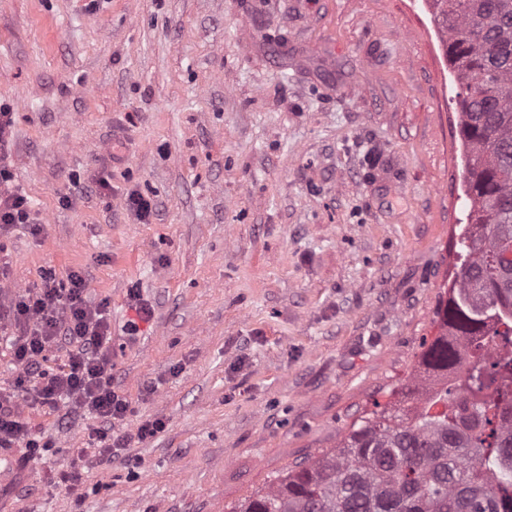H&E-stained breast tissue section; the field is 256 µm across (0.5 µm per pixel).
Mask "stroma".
Masks as SVG:
<instances>
[{
    "mask_svg": "<svg viewBox=\"0 0 512 512\" xmlns=\"http://www.w3.org/2000/svg\"><path fill=\"white\" fill-rule=\"evenodd\" d=\"M455 93L426 0H0L39 221L0 233V305L81 273L122 346L115 433L165 423L90 464L77 505L48 476L90 418L24 406L56 454L23 512H228L387 402L454 278Z\"/></svg>",
    "mask_w": 512,
    "mask_h": 512,
    "instance_id": "1",
    "label": "stroma"
}]
</instances>
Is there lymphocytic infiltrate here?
I'll return each mask as SVG.
<instances>
[{
    "label": "lymphocytic infiltrate",
    "mask_w": 512,
    "mask_h": 512,
    "mask_svg": "<svg viewBox=\"0 0 512 512\" xmlns=\"http://www.w3.org/2000/svg\"><path fill=\"white\" fill-rule=\"evenodd\" d=\"M13 126L10 106L1 104L0 224L4 226L35 221L29 198L13 184L9 161ZM12 312L16 331L1 334L0 344L10 350L18 375L14 397L0 398V447L21 444L33 457L53 448L52 441L37 437L22 418L16 398L52 410L66 404L88 414L97 425L84 447L69 449V463L55 480L75 502H82V470L89 459L111 462L128 447L131 438L155 436L164 423L146 419L138 424L134 436L115 434L114 425L129 413L130 403L112 387L115 349L108 314L104 305L88 299L87 282L79 272H70L63 281L54 273H44L40 285L14 297ZM59 349L64 350V358L55 367L46 368L48 354Z\"/></svg>",
    "instance_id": "f902f5d3"
}]
</instances>
